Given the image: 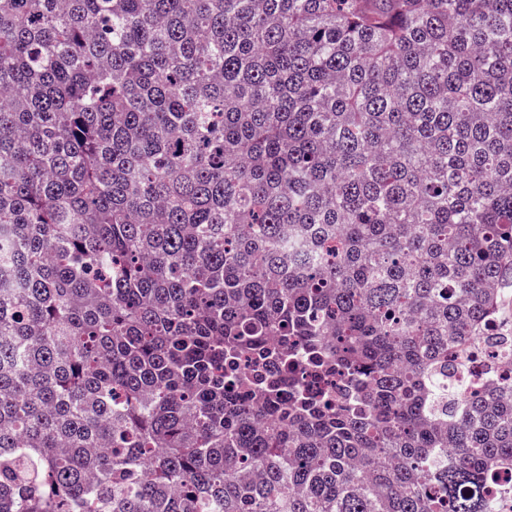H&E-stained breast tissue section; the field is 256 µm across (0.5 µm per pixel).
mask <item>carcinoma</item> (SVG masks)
Returning <instances> with one entry per match:
<instances>
[{"label": "carcinoma", "instance_id": "obj_1", "mask_svg": "<svg viewBox=\"0 0 512 512\" xmlns=\"http://www.w3.org/2000/svg\"><path fill=\"white\" fill-rule=\"evenodd\" d=\"M0 512H512V0H0ZM460 363L462 367L454 379L470 385L483 383L495 377L500 380L510 379L511 376L510 359L499 357L483 341L466 350Z\"/></svg>", "mask_w": 512, "mask_h": 512}]
</instances>
